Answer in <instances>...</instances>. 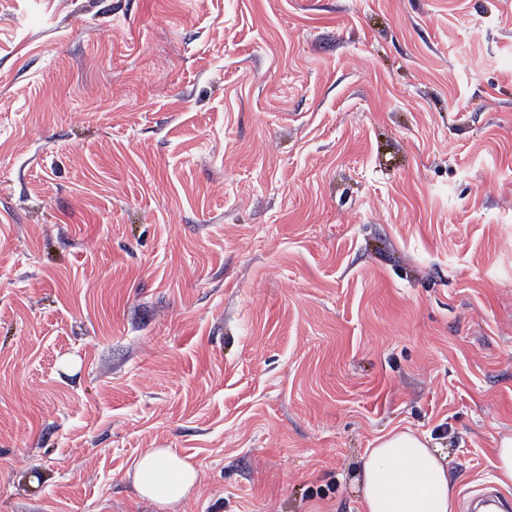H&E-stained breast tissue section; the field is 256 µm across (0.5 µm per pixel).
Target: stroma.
I'll use <instances>...</instances> for the list:
<instances>
[{"label": "stroma", "instance_id": "35a3bbf8", "mask_svg": "<svg viewBox=\"0 0 512 512\" xmlns=\"http://www.w3.org/2000/svg\"><path fill=\"white\" fill-rule=\"evenodd\" d=\"M512 433V0H0V512H360ZM429 444V437L398 426L375 438L360 459V512H456L448 468ZM137 497L160 509L174 508L187 498L198 482L192 464L169 448H150L133 463Z\"/></svg>", "mask_w": 512, "mask_h": 512}]
</instances>
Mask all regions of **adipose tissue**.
<instances>
[{"mask_svg":"<svg viewBox=\"0 0 512 512\" xmlns=\"http://www.w3.org/2000/svg\"><path fill=\"white\" fill-rule=\"evenodd\" d=\"M198 472L168 448H151L133 463L139 499L168 512L193 491ZM361 512H457V493L430 439L394 427L361 457L357 479Z\"/></svg>","mask_w":512,"mask_h":512,"instance_id":"adipose-tissue-1","label":"adipose tissue"}]
</instances>
